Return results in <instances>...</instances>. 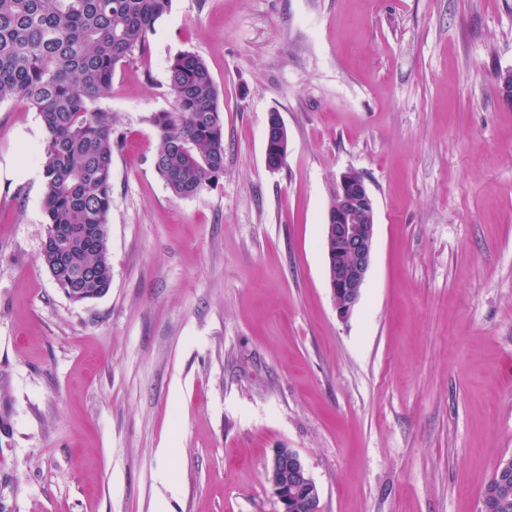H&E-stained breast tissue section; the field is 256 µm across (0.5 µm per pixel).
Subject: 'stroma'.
Returning a JSON list of instances; mask_svg holds the SVG:
<instances>
[{"label":"stroma","instance_id":"1","mask_svg":"<svg viewBox=\"0 0 512 512\" xmlns=\"http://www.w3.org/2000/svg\"><path fill=\"white\" fill-rule=\"evenodd\" d=\"M183 51L224 109V173L187 199L149 122ZM509 70L512 0H172L98 103L112 286L81 303L40 260L41 118L1 103L0 512H278L277 448L322 512H481L512 455ZM349 169L376 240L342 320L323 237ZM273 113L270 112L268 115L265 137V164L270 171L278 170L284 164L288 153V148L284 156L282 152L284 141L288 144L287 129L280 118V114L275 115ZM275 147H278L277 154L274 153ZM279 163H281V166H279ZM267 482L281 506L279 512H294L296 501L306 512H322L321 491L300 453L293 448H277L267 466ZM298 504L295 512H304Z\"/></svg>","mask_w":512,"mask_h":512}]
</instances>
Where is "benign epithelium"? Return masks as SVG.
I'll return each mask as SVG.
<instances>
[{"instance_id": "1", "label": "benign epithelium", "mask_w": 512, "mask_h": 512, "mask_svg": "<svg viewBox=\"0 0 512 512\" xmlns=\"http://www.w3.org/2000/svg\"><path fill=\"white\" fill-rule=\"evenodd\" d=\"M288 141L280 116L268 115L265 164L276 171L285 162L283 152H274ZM328 284L341 319L350 316L359 303L371 266L375 246V210L364 177L356 170L341 173L327 211ZM267 482L281 506L280 512H294L301 501L306 512H322L321 491L300 453L293 448H276L267 466Z\"/></svg>"}]
</instances>
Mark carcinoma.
<instances>
[{
	"label": "carcinoma",
	"instance_id": "obj_1",
	"mask_svg": "<svg viewBox=\"0 0 512 512\" xmlns=\"http://www.w3.org/2000/svg\"><path fill=\"white\" fill-rule=\"evenodd\" d=\"M170 0H0V103L39 113L47 236L42 264L82 299L112 285V113L94 107L117 67L147 49ZM170 110L153 114L154 167L177 198L224 174V111L207 63L186 51L168 66Z\"/></svg>",
	"mask_w": 512,
	"mask_h": 512
}]
</instances>
